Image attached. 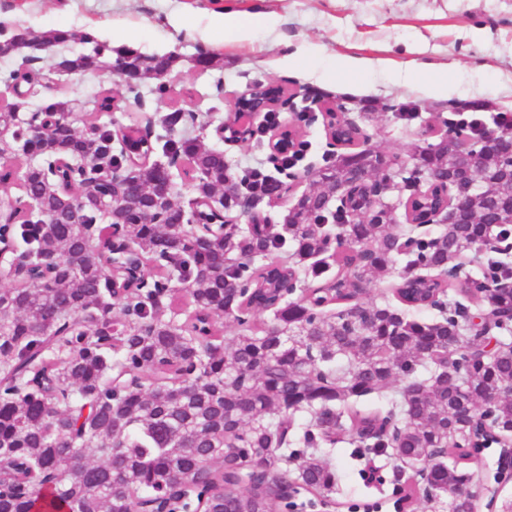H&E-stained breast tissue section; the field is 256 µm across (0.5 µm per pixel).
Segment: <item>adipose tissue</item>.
Returning a JSON list of instances; mask_svg holds the SVG:
<instances>
[{
  "mask_svg": "<svg viewBox=\"0 0 512 512\" xmlns=\"http://www.w3.org/2000/svg\"><path fill=\"white\" fill-rule=\"evenodd\" d=\"M324 71H342L361 78L374 73H383L391 79H402L421 85L423 91L431 96H445L455 93L457 84L450 71L442 70L435 73H424L416 69H407L393 61L372 60L357 56H338L323 62Z\"/></svg>",
  "mask_w": 512,
  "mask_h": 512,
  "instance_id": "adipose-tissue-1",
  "label": "adipose tissue"
}]
</instances>
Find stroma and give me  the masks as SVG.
Here are the masks:
<instances>
[{
  "label": "stroma",
  "mask_w": 512,
  "mask_h": 512,
  "mask_svg": "<svg viewBox=\"0 0 512 512\" xmlns=\"http://www.w3.org/2000/svg\"><path fill=\"white\" fill-rule=\"evenodd\" d=\"M227 13H272L280 22L274 32L257 31L255 43L219 47L213 20ZM0 26L38 34L94 30L100 40L129 44L145 56L174 55L165 98H158L155 80L141 81L144 106L127 100L125 84L107 68L91 77L59 76L55 86L36 88L26 106L63 98L70 101L78 125L107 89L122 101L112 122L123 126L137 123L142 114L159 118L188 107L204 127V143L223 151L235 175L253 167L274 171L267 161L268 135L231 144L214 134L231 117L233 98L256 82L281 84L296 93L300 107L307 104L305 92L319 94L323 103L349 113L370 147L405 162L415 143L438 141L449 104L479 110L492 133L497 113H512V0H0ZM303 44L316 46L325 58L354 55L429 71L448 68L459 91L448 98L427 96L381 75L363 81L285 66L284 58ZM203 51L212 57L210 67L197 63ZM217 77L222 80L218 86L213 83ZM301 135L308 150L296 169L300 175L327 165L331 152L324 119L302 126ZM330 460L340 476L335 512H396L395 503L408 490L413 500L406 512L438 508L416 485L413 468L388 456L355 461L347 444L340 443Z\"/></svg>",
  "instance_id": "35a3bbf8"
}]
</instances>
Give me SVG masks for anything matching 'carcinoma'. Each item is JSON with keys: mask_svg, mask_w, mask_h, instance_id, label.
Segmentation results:
<instances>
[{"mask_svg": "<svg viewBox=\"0 0 512 512\" xmlns=\"http://www.w3.org/2000/svg\"><path fill=\"white\" fill-rule=\"evenodd\" d=\"M79 39L89 54H61L53 66L78 75L111 57L159 81L172 58L133 51L85 32L14 29L0 56L32 42ZM95 100L84 128L69 104L52 100L50 132L33 141L36 158L17 197L24 206L0 225V247L50 275L15 277L0 288V512H138L147 504L182 512H306L293 494L336 490L326 457L347 438L355 455L405 463L439 457L429 489L445 494L449 512H471L457 495L473 453L501 444L512 428V343L489 352L468 335V301L512 334L508 313L512 262L489 246L512 231V163L483 152V136L448 121L453 151L414 146L406 181H423L404 213L350 201L325 207L344 186L363 189L380 153L341 154L310 179L284 214L286 224L225 225L224 234L170 223L176 201L158 187L167 174L132 158L157 144L167 158L188 160L194 220L213 218L277 196L269 176L232 177L224 152L193 134L195 115L177 109L160 119L163 134L137 128L113 147L115 109ZM0 130L30 142V122L0 106ZM125 171L126 187L102 223L97 195ZM484 176L469 208L433 234L402 238L445 204V187ZM239 194L224 196V182ZM471 263L476 271L460 274ZM149 271V285L134 275ZM391 278V298L364 299L369 284ZM308 287L284 296L288 280ZM270 312L273 320L251 322ZM243 327L232 339L224 320ZM422 366L426 375H416ZM403 386L383 416L362 400L393 377ZM299 461L288 473V462Z\"/></svg>", "mask_w": 512, "mask_h": 512, "instance_id": "cac0c4a2", "label": "carcinoma"}]
</instances>
